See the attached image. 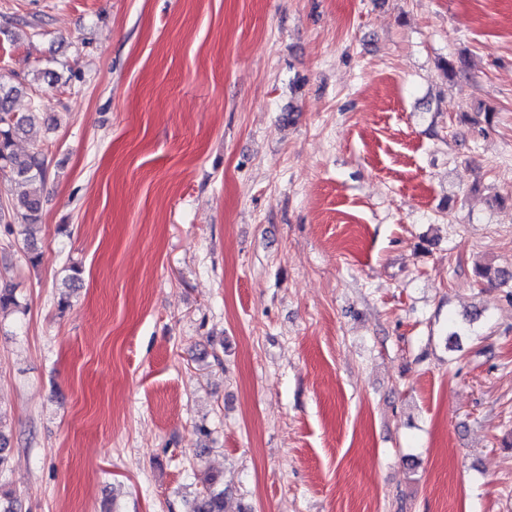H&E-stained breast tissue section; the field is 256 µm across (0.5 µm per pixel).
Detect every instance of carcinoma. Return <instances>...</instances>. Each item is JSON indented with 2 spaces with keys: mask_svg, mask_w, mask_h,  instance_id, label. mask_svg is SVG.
<instances>
[{
  "mask_svg": "<svg viewBox=\"0 0 512 512\" xmlns=\"http://www.w3.org/2000/svg\"><path fill=\"white\" fill-rule=\"evenodd\" d=\"M19 87H4L0 83V174H7L25 191L17 200L7 205L0 204V224L5 231L14 233V226L30 227L38 223L41 210L40 191L47 178L46 156L40 151L21 154L16 148V140L34 126L40 107L29 112H15L12 108L13 95ZM475 276L491 285L512 288V271L478 265ZM20 307L14 288L0 283V317H5ZM188 512H224V487L218 476L208 478V487L200 493Z\"/></svg>",
  "mask_w": 512,
  "mask_h": 512,
  "instance_id": "carcinoma-1",
  "label": "carcinoma"
}]
</instances>
